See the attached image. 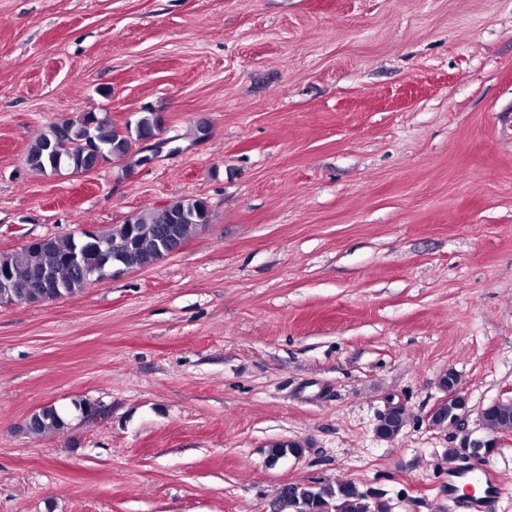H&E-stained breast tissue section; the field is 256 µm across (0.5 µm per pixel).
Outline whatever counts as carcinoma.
Listing matches in <instances>:
<instances>
[{
	"label": "carcinoma",
	"instance_id": "obj_1",
	"mask_svg": "<svg viewBox=\"0 0 512 512\" xmlns=\"http://www.w3.org/2000/svg\"><path fill=\"white\" fill-rule=\"evenodd\" d=\"M160 127L152 112H143L134 124L119 128L106 118L86 113L76 119L55 122L30 144L26 162L30 168L49 173L57 168L73 174L86 172L93 151L102 150L120 162L131 155L139 141L157 135ZM211 222V210L202 198H185L163 208L144 210L124 223L98 230L99 239L123 243L128 267L145 268L155 264L167 249L183 244L191 232ZM101 267V259L92 248L82 245L73 234L44 237L30 242L19 252L0 253V283L11 281L15 288H0V304L42 302L50 291L62 299L87 287L90 279L85 271ZM46 282L52 288H38ZM486 428L496 430L512 426V403L491 404L483 412ZM65 426L63 416L53 406L32 414L24 430L35 436ZM302 445L294 441L275 443L269 457L277 459L286 453L298 454ZM296 508L290 512H388L383 502H374L353 483L325 484L320 481L294 485Z\"/></svg>",
	"mask_w": 512,
	"mask_h": 512
}]
</instances>
